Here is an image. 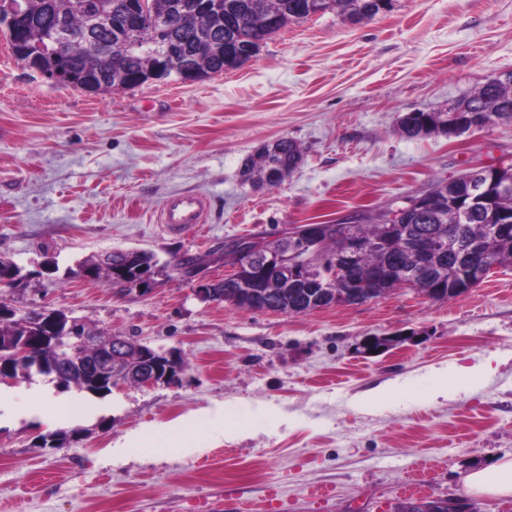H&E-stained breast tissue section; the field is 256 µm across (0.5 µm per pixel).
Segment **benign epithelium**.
I'll list each match as a JSON object with an SVG mask.
<instances>
[{
  "instance_id": "benign-epithelium-1",
  "label": "benign epithelium",
  "mask_w": 512,
  "mask_h": 512,
  "mask_svg": "<svg viewBox=\"0 0 512 512\" xmlns=\"http://www.w3.org/2000/svg\"><path fill=\"white\" fill-rule=\"evenodd\" d=\"M79 7L86 15L87 25L82 34L75 35L67 24L57 19L52 28L46 31V40L60 52L73 40L79 39L98 56L112 54L121 75L128 78L135 86L149 81L162 80L171 76L183 83H196L208 77L200 65V60L212 52L224 53V71H233L241 67L260 50L269 39L266 31L250 34L249 42H241L237 29V13L224 8V0H180L167 13L156 16L153 0H119L112 6V12L106 13L100 8L83 0ZM202 13H210L217 20L214 29L216 35L201 36L187 43L174 35V32L187 21ZM28 0H0V34L8 42L13 56L22 65L34 69L45 77L57 82L77 85L87 92H97L107 87V81L99 73L77 75L58 65L48 72L41 66V52L34 50L31 39L23 35L28 22ZM112 26V42L98 39L97 34L104 25ZM145 46L150 50L149 65L139 68L133 50ZM465 108H452L451 116L443 118L435 125L420 119L422 130H431L452 136L462 129L459 113ZM503 173L500 165L483 167V172L469 176L470 195L468 206H459L454 200H448V207L455 211H468L474 204L488 203L490 189L498 187L501 192L512 187V182L499 179ZM430 199L419 195L409 201L407 206L398 207L386 217L391 224L412 209L427 206ZM323 232L321 224H291L280 235V242L265 248L252 245L238 253L237 264L225 281L249 279L250 295L256 305L264 311L283 309L293 312L292 306H275L269 302V293L265 282L275 279L285 285L280 293L281 301H288V293L304 278L308 261L305 248L318 244ZM368 247L362 239L343 232V248L336 260V273L346 272ZM187 281L194 284L198 296L210 300L219 294L216 282L206 275V268L198 266ZM311 303L319 308L327 306L346 307L362 303V294L346 288H320L311 298ZM46 335L51 337L54 362L48 366L35 361L36 368H47L59 374L70 361L83 355L90 348L96 349V355L84 361L87 374L97 381H107L109 388L125 384V381L113 375V369L129 361L126 346L102 341L97 336L87 334L84 324L73 319L62 318L55 313L45 317ZM138 359L132 371L138 377V386L155 387L176 383L182 373L180 359L171 350L162 351L135 343ZM390 512H476L472 504L455 497L403 499L391 507Z\"/></svg>"
}]
</instances>
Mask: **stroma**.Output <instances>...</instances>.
Returning a JSON list of instances; mask_svg holds the SVG:
<instances>
[{"label":"stroma","mask_w":512,"mask_h":512,"mask_svg":"<svg viewBox=\"0 0 512 512\" xmlns=\"http://www.w3.org/2000/svg\"><path fill=\"white\" fill-rule=\"evenodd\" d=\"M512 72V0H393L353 22L335 10L288 25L241 68L87 93L23 67L0 38V255L24 278L0 290L112 336L177 351L179 384L94 395L51 376L0 382V512H389L464 495V476L512 456V267L448 301L402 287L307 314L195 295L175 272L143 295L80 277L79 261L144 249L160 260L289 224L377 215L478 165L512 162V123L407 138ZM303 162L278 187L243 181L263 144ZM206 203L197 230L159 221L169 197ZM401 344L362 356L368 336ZM485 364L477 382L458 370ZM448 370L452 399L432 398ZM187 422L196 445L171 427ZM81 429L69 445L43 436Z\"/></svg>","instance_id":"35a3bbf8"}]
</instances>
